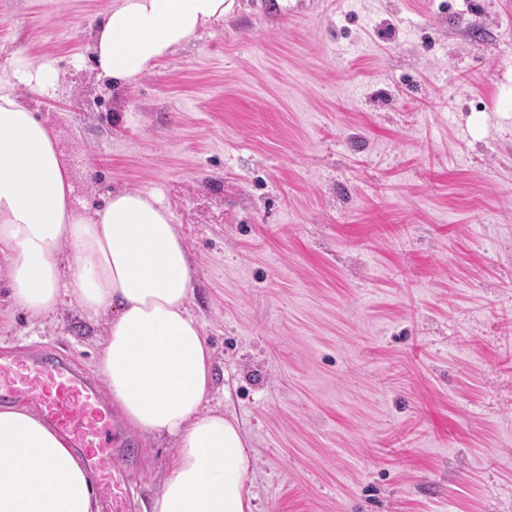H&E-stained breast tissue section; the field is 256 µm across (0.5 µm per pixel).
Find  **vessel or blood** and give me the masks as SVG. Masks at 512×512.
Masks as SVG:
<instances>
[{
	"label": "vessel or blood",
	"mask_w": 512,
	"mask_h": 512,
	"mask_svg": "<svg viewBox=\"0 0 512 512\" xmlns=\"http://www.w3.org/2000/svg\"><path fill=\"white\" fill-rule=\"evenodd\" d=\"M35 408L72 447L86 451L102 512H132L134 453L96 385L60 352L21 360L0 353V404Z\"/></svg>",
	"instance_id": "1"
}]
</instances>
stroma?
Returning a JSON list of instances; mask_svg holds the SVG:
<instances>
[{
  "label": "stroma",
  "mask_w": 512,
  "mask_h": 512,
  "mask_svg": "<svg viewBox=\"0 0 512 512\" xmlns=\"http://www.w3.org/2000/svg\"><path fill=\"white\" fill-rule=\"evenodd\" d=\"M111 5L0 0V81L53 74L15 91L79 200L173 214L256 512H512V0H237L133 85L90 50ZM6 268L0 351L98 377L103 322ZM124 437L145 512L175 446ZM14 83L24 84L33 93L43 92L50 84L51 80L45 70H32L27 62L20 61L13 73Z\"/></svg>",
  "instance_id": "stroma-1"
}]
</instances>
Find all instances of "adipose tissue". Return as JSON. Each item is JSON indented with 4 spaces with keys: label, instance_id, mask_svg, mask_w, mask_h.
Listing matches in <instances>:
<instances>
[{
    "label": "adipose tissue",
    "instance_id": "adipose-tissue-1",
    "mask_svg": "<svg viewBox=\"0 0 512 512\" xmlns=\"http://www.w3.org/2000/svg\"><path fill=\"white\" fill-rule=\"evenodd\" d=\"M234 3L114 0L94 31V61L101 75L135 84ZM66 249L75 267L65 279L58 255ZM0 255L16 309L44 317L68 296L88 318L109 314L96 361L107 399L135 430L176 442L150 512H255L245 433L204 408L213 353L188 308L193 275L172 214L149 191L77 203L55 129L5 88ZM0 512H97L78 451L22 407L0 410Z\"/></svg>",
    "mask_w": 512,
    "mask_h": 512
}]
</instances>
